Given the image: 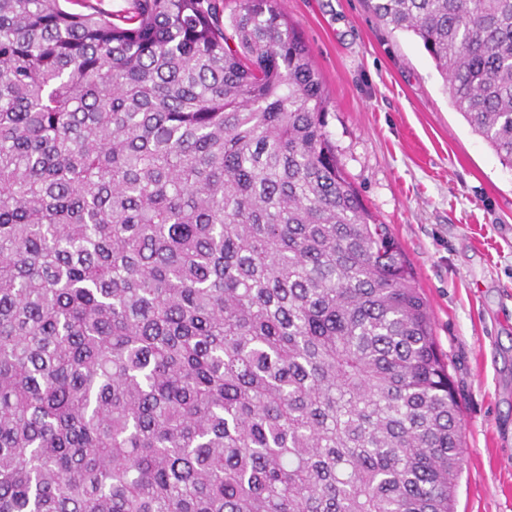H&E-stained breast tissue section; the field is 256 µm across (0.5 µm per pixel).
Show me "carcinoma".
Returning <instances> with one entry per match:
<instances>
[{"mask_svg":"<svg viewBox=\"0 0 512 512\" xmlns=\"http://www.w3.org/2000/svg\"><path fill=\"white\" fill-rule=\"evenodd\" d=\"M0 0V512H455L460 408L279 0ZM512 168V0H370Z\"/></svg>","mask_w":512,"mask_h":512,"instance_id":"obj_1","label":"carcinoma"}]
</instances>
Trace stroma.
Instances as JSON below:
<instances>
[{
    "label": "stroma",
    "instance_id": "stroma-1",
    "mask_svg": "<svg viewBox=\"0 0 512 512\" xmlns=\"http://www.w3.org/2000/svg\"><path fill=\"white\" fill-rule=\"evenodd\" d=\"M328 100L337 160L427 299L461 405L456 512H512V169L412 33L365 0H283Z\"/></svg>",
    "mask_w": 512,
    "mask_h": 512
}]
</instances>
